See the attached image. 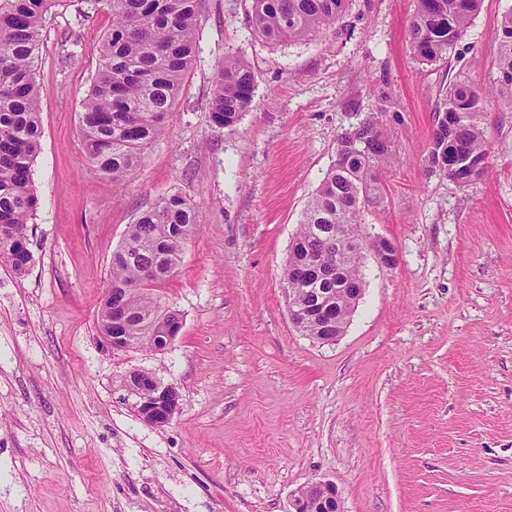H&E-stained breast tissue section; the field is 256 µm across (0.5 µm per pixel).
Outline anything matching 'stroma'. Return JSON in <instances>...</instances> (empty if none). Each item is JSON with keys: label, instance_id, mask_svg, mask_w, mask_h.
Here are the masks:
<instances>
[{"label": "stroma", "instance_id": "1", "mask_svg": "<svg viewBox=\"0 0 512 512\" xmlns=\"http://www.w3.org/2000/svg\"><path fill=\"white\" fill-rule=\"evenodd\" d=\"M250 0H199L201 52L168 132L120 189L82 155L81 99L111 18L67 0L46 19L37 81L34 262L0 264V512H291L333 481L343 512H512V104L477 116L489 168L468 185L425 167L447 87L497 86L495 31L512 0H482L436 64L408 48L415 0H350L309 40L271 43ZM255 77L251 108L212 122L219 65ZM392 157L365 230L364 293L333 343L290 321L282 270L336 143L378 103ZM199 227L159 289L180 311L162 352L103 346L113 250L162 198ZM142 369L182 401L144 423L125 385Z\"/></svg>", "mask_w": 512, "mask_h": 512}]
</instances>
